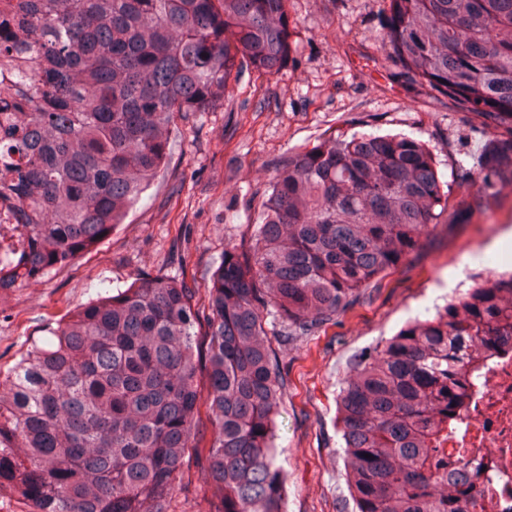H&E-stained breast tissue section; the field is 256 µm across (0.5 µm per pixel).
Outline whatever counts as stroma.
Wrapping results in <instances>:
<instances>
[{
	"instance_id": "stroma-1",
	"label": "stroma",
	"mask_w": 512,
	"mask_h": 512,
	"mask_svg": "<svg viewBox=\"0 0 512 512\" xmlns=\"http://www.w3.org/2000/svg\"><path fill=\"white\" fill-rule=\"evenodd\" d=\"M384 0H288L293 53L278 76L243 74L223 106L180 120L171 153L125 223L71 264L0 295V367H9L50 324L135 274L203 290L225 246L246 247L258 199L289 152L331 132L402 133L432 151L450 202L469 209L362 292L335 323L274 342L286 393L273 421L276 462L287 477V512H351L344 479L338 396L353 364L407 322L491 276L480 256L512 236V193L484 201L454 172L478 154L487 119L399 77L382 39ZM213 488L201 466L186 469L172 512H208Z\"/></svg>"
}]
</instances>
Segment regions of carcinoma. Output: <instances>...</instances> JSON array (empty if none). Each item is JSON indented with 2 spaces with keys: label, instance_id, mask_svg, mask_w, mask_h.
Masks as SVG:
<instances>
[{
  "label": "carcinoma",
  "instance_id": "carcinoma-1",
  "mask_svg": "<svg viewBox=\"0 0 512 512\" xmlns=\"http://www.w3.org/2000/svg\"><path fill=\"white\" fill-rule=\"evenodd\" d=\"M386 46L411 80L489 120L459 183L512 189V0H386ZM288 0H14L0 8V207L27 249L0 293L125 223L164 166L177 120L224 104L247 72L292 53ZM447 184L421 140L330 134L292 152L262 194L248 249L195 291L147 274L77 307L0 370V488L31 512H169L195 459L210 512H285L273 416L285 378L268 340L347 312L448 222ZM512 337V275L407 323L362 355L339 398L354 512H474L466 468L432 470L474 360ZM211 426L197 435L200 406Z\"/></svg>",
  "mask_w": 512,
  "mask_h": 512
}]
</instances>
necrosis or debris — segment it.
<instances>
[{
	"label": "necrosis or debris",
	"instance_id": "4bbe7bcc",
	"mask_svg": "<svg viewBox=\"0 0 512 512\" xmlns=\"http://www.w3.org/2000/svg\"><path fill=\"white\" fill-rule=\"evenodd\" d=\"M437 457L468 467L478 512H512V347L475 362L461 419Z\"/></svg>",
	"mask_w": 512,
	"mask_h": 512
}]
</instances>
